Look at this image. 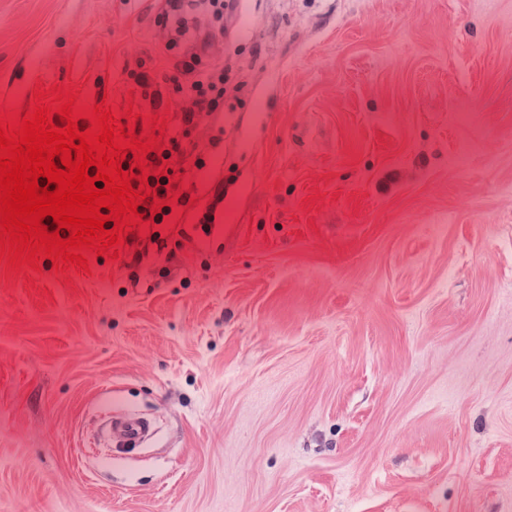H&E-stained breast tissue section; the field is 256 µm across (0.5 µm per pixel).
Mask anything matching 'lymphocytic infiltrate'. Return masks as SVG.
<instances>
[{"instance_id":"f902f5d3","label":"lymphocytic infiltrate","mask_w":512,"mask_h":512,"mask_svg":"<svg viewBox=\"0 0 512 512\" xmlns=\"http://www.w3.org/2000/svg\"><path fill=\"white\" fill-rule=\"evenodd\" d=\"M156 23L167 32L166 48L172 49L179 44L189 45L191 51L181 60V71L185 77L183 83L177 84L182 107V123L184 128L180 137L171 138L169 145L161 152H150L146 162L153 168V175L148 183L151 190L156 191L158 198L177 194L178 204H186L187 196L179 195V184L175 179V169H169L166 175H158V166L172 160L173 156H184L181 138L189 137V129L196 122L214 113L223 111L226 89L224 84L228 73L234 66L233 59L219 62L210 60L207 55L209 43L215 35H227L229 29L224 24L225 15L231 14L235 8L234 0H154ZM203 12L210 19L209 31H201L199 26H187L186 18L194 12Z\"/></svg>"}]
</instances>
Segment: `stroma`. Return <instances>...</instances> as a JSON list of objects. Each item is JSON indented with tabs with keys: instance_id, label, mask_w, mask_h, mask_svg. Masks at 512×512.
Instances as JSON below:
<instances>
[{
	"instance_id": "35a3bbf8",
	"label": "stroma",
	"mask_w": 512,
	"mask_h": 512,
	"mask_svg": "<svg viewBox=\"0 0 512 512\" xmlns=\"http://www.w3.org/2000/svg\"><path fill=\"white\" fill-rule=\"evenodd\" d=\"M222 250L0 260V512H512V0H243ZM147 73V83L137 81ZM151 0H0V112L179 121ZM219 145H212V137ZM149 417L133 457L106 408Z\"/></svg>"
}]
</instances>
